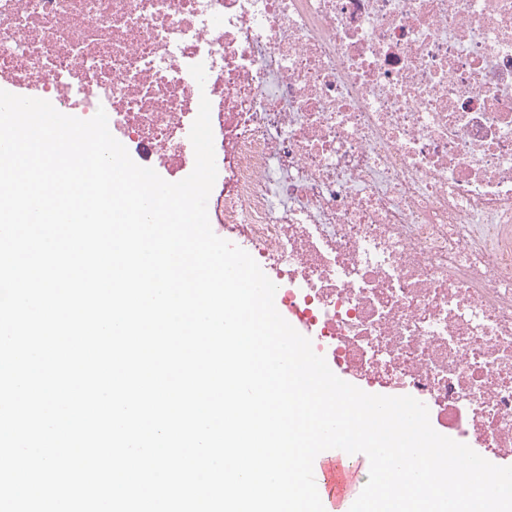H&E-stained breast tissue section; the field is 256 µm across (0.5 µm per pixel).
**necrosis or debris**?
Returning <instances> with one entry per match:
<instances>
[{
  "mask_svg": "<svg viewBox=\"0 0 512 512\" xmlns=\"http://www.w3.org/2000/svg\"><path fill=\"white\" fill-rule=\"evenodd\" d=\"M0 80L173 175L208 97L209 219L314 351L512 454V0H0Z\"/></svg>",
  "mask_w": 512,
  "mask_h": 512,
  "instance_id": "4bbe7bcc",
  "label": "necrosis or debris"
}]
</instances>
